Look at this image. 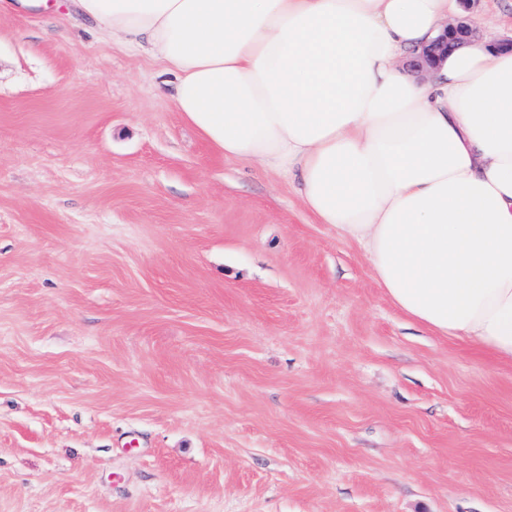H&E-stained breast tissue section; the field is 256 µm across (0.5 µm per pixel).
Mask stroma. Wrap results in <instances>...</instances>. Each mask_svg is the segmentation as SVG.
Masks as SVG:
<instances>
[{"label": "stroma", "mask_w": 512, "mask_h": 512, "mask_svg": "<svg viewBox=\"0 0 512 512\" xmlns=\"http://www.w3.org/2000/svg\"><path fill=\"white\" fill-rule=\"evenodd\" d=\"M512 37V0H476ZM148 53L0 14V512H512V365L435 336Z\"/></svg>", "instance_id": "1"}]
</instances>
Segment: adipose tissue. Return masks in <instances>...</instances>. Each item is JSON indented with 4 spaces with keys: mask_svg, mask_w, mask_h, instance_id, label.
<instances>
[{
    "mask_svg": "<svg viewBox=\"0 0 512 512\" xmlns=\"http://www.w3.org/2000/svg\"><path fill=\"white\" fill-rule=\"evenodd\" d=\"M58 2L161 62L215 152L294 175L406 317L512 364V51L397 67L456 0Z\"/></svg>",
    "mask_w": 512,
    "mask_h": 512,
    "instance_id": "1",
    "label": "adipose tissue"
}]
</instances>
